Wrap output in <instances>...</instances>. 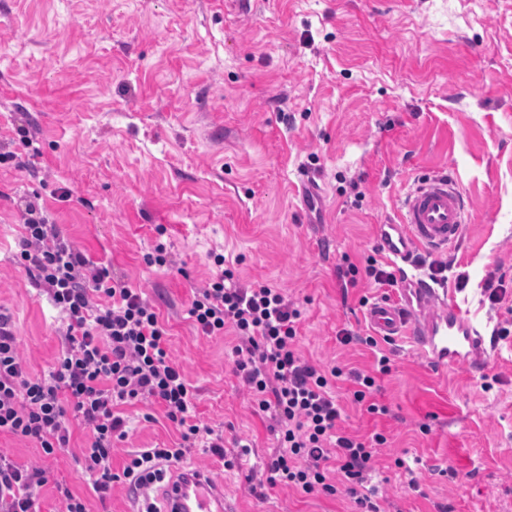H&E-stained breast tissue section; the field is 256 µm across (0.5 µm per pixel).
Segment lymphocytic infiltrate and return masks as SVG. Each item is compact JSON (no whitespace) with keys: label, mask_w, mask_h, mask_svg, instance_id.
Listing matches in <instances>:
<instances>
[{"label":"lymphocytic infiltrate","mask_w":512,"mask_h":512,"mask_svg":"<svg viewBox=\"0 0 512 512\" xmlns=\"http://www.w3.org/2000/svg\"><path fill=\"white\" fill-rule=\"evenodd\" d=\"M17 210L16 262L44 290L65 329L53 367L39 375L29 370L10 318L0 314V434L35 442L55 456L71 446V419L88 430L81 462L94 496L58 487L61 512H97L113 483L139 490L178 468L197 444L223 456V435L195 419V393L168 353V330L156 307L140 289L94 265L54 222L40 194L20 198ZM215 262L221 273L195 288L187 314L199 335L234 337L232 372L258 411L269 414L278 442L266 464L268 486L329 496L342 489L359 512H380L361 488L388 439L377 433L367 442L343 431L335 393L337 383H350L367 413L387 414L373 398L378 376L391 371L378 339L346 328L337 334L341 343L377 350L375 373L316 364L297 347L299 302L266 283L240 282L224 267L223 255ZM363 277L381 288L397 284L394 267L372 256L362 269L346 259L336 266L340 288L357 287ZM144 401L161 408L180 439L168 448L134 451L121 472H113L114 443L127 434L125 409ZM47 482L45 470L19 467L0 454V512H39Z\"/></svg>","instance_id":"obj_1"}]
</instances>
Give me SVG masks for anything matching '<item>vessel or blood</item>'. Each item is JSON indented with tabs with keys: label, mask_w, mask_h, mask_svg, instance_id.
<instances>
[{
	"label": "vessel or blood",
	"mask_w": 512,
	"mask_h": 512,
	"mask_svg": "<svg viewBox=\"0 0 512 512\" xmlns=\"http://www.w3.org/2000/svg\"><path fill=\"white\" fill-rule=\"evenodd\" d=\"M465 217L466 203L453 180L435 174L407 195L397 223L378 225V245L397 262L418 249L444 253L459 242ZM400 292L399 303L380 300L367 308L375 335L406 338L422 361L438 368L473 369L494 355V340L465 318L434 281L408 275ZM150 489L162 500L163 512H227L223 484L198 468L180 469Z\"/></svg>",
	"instance_id": "1"
}]
</instances>
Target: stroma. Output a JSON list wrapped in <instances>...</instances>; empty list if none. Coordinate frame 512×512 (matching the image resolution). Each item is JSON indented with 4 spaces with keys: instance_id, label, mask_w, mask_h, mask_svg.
<instances>
[{
    "instance_id": "stroma-1",
    "label": "stroma",
    "mask_w": 512,
    "mask_h": 512,
    "mask_svg": "<svg viewBox=\"0 0 512 512\" xmlns=\"http://www.w3.org/2000/svg\"><path fill=\"white\" fill-rule=\"evenodd\" d=\"M19 125L42 152L31 167L0 168V310L23 358L47 371L63 327L13 261L16 201L39 192L94 263L158 309L197 420L223 433L235 461L228 470L193 448L184 463L223 483L229 512L355 505L282 485L262 501L251 494V474L276 446L270 419L232 373L231 336L199 335L186 314L194 287L221 266L301 303L302 355L372 370L373 352L336 333L364 331L361 299L399 292L366 280L341 291L336 263L346 255L364 266L376 225L397 219L420 180L445 173L468 202L450 250L468 284L448 292L484 333L512 316L481 295L497 269H512V0H0V141ZM306 173L322 190L315 213L296 194ZM58 186L69 199L50 198ZM159 242L168 262L148 265ZM385 351L391 371L377 399L388 415L336 391L343 429L388 438L367 482L382 512H512V338L474 370H436L399 341ZM127 413L117 472L130 452L178 436L157 406ZM87 439L74 426L69 452L47 457L1 434L0 452L46 471L40 510L57 512L56 484L93 494L81 465ZM397 457L410 472L394 467Z\"/></svg>"
}]
</instances>
